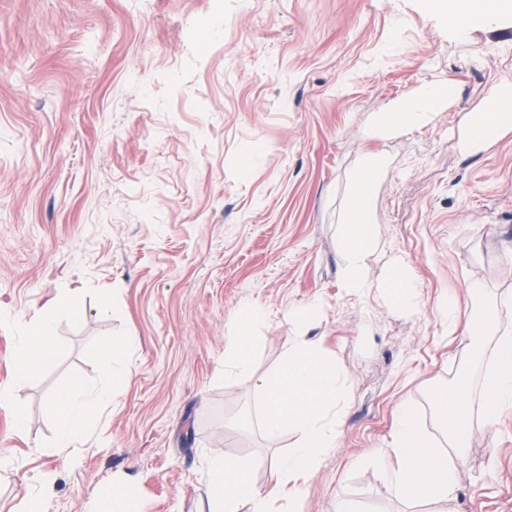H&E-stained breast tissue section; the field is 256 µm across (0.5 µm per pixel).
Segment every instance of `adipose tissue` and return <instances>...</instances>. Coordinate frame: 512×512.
<instances>
[{
  "label": "adipose tissue",
  "mask_w": 512,
  "mask_h": 512,
  "mask_svg": "<svg viewBox=\"0 0 512 512\" xmlns=\"http://www.w3.org/2000/svg\"><path fill=\"white\" fill-rule=\"evenodd\" d=\"M458 96V84L452 80L413 89L405 96L389 101L380 111L370 113L362 126L363 136L370 142L381 141L428 126L436 115L447 111ZM511 131L512 81L501 79L489 86L478 108L463 117L457 148L461 154L473 155ZM388 164L383 151L373 149L363 155L345 208L340 237L342 279L345 288L355 292L364 291L369 286L364 275V258L376 239L372 198L377 180ZM377 287L396 306L412 304L415 287L402 256L391 258L388 274ZM45 308L46 316L21 317L12 324L16 335L11 359L14 382L0 386L1 407L12 404L14 383L30 380L54 365L58 346L53 336V321L76 320L82 315L80 304L75 300L62 307L51 300ZM444 317L451 332L465 336L487 333L493 336L494 346L484 377L485 401L477 408L460 387L435 389L431 395L434 409L443 421L452 424L444 442L425 431L410 405L400 407L391 444L379 450L373 461L389 491L411 510L424 505L428 512H456V468L464 458L468 432L478 423L490 425L501 408L512 407V327L498 323L491 310L479 320L459 324L449 302L444 305ZM263 319L260 308L241 310L227 338L225 375L250 374L255 342L252 330ZM96 357L104 371L103 380L91 383L81 377L72 378L54 402L53 421L59 447H69L84 437L100 408L131 374L122 347L102 344L96 349Z\"/></svg>",
  "instance_id": "obj_1"
}]
</instances>
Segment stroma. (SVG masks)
Here are the masks:
<instances>
[{"label":"stroma","instance_id":"stroma-1","mask_svg":"<svg viewBox=\"0 0 512 512\" xmlns=\"http://www.w3.org/2000/svg\"><path fill=\"white\" fill-rule=\"evenodd\" d=\"M0 0V385L12 381L5 322L78 289L56 320L57 360L0 406V512L41 492L48 512H96L119 484L143 512H207L205 457L254 460L272 486L289 431L266 437L260 380L299 337L321 338L345 381V423L299 512H403L371 459L396 409L443 435L430 394L466 381L481 399L493 339L448 332L496 305L512 325V133L471 156L465 113L512 77V12L455 30L428 0ZM434 124L371 144L369 113L448 80ZM390 165L373 197L368 280L403 256L417 288L401 308L344 287L341 216L371 147ZM483 291L471 293L472 283ZM110 296L102 306V296ZM264 310L253 374L224 375L227 326ZM305 321H297L299 312ZM133 337L132 374L88 435L56 445L52 402L75 376L99 381L104 342ZM26 417L14 425L15 413ZM456 512H512V408L474 426ZM496 480H487L488 472Z\"/></svg>","mask_w":512,"mask_h":512}]
</instances>
